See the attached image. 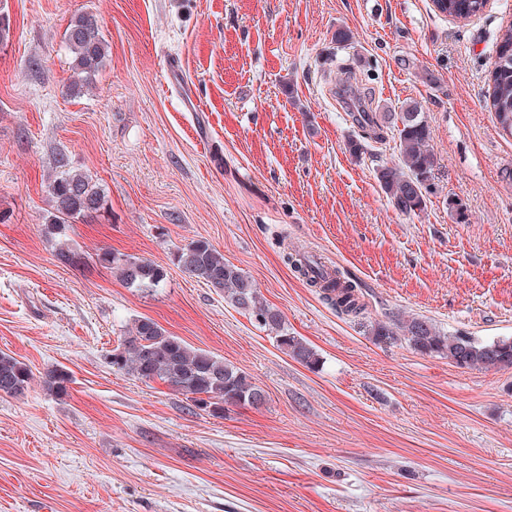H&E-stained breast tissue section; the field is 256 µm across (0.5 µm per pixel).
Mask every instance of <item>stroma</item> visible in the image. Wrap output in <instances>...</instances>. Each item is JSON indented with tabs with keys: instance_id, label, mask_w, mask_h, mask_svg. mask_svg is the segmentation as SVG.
Returning <instances> with one entry per match:
<instances>
[{
	"instance_id": "obj_1",
	"label": "stroma",
	"mask_w": 512,
	"mask_h": 512,
	"mask_svg": "<svg viewBox=\"0 0 512 512\" xmlns=\"http://www.w3.org/2000/svg\"><path fill=\"white\" fill-rule=\"evenodd\" d=\"M6 5L0 352L34 379L0 397V512H512V369L370 336L414 314L512 337V137L487 108L512 0L466 20L432 0ZM82 13L108 53L91 92L72 96L63 34ZM341 67L372 111L421 105L440 160L425 212L402 214L376 179L399 161L396 134L350 155L361 130L335 95ZM59 153L106 194L61 233L46 222ZM199 238L252 277L317 366L175 265ZM63 245L83 263L59 264ZM104 249L163 267V287H127ZM295 251L356 283L364 313H336L287 264ZM141 317L245 372L265 404L216 416L117 370ZM55 366L72 375L62 398L40 382Z\"/></svg>"
}]
</instances>
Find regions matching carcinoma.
Returning <instances> with one entry per match:
<instances>
[{
	"instance_id": "1",
	"label": "carcinoma",
	"mask_w": 512,
	"mask_h": 512,
	"mask_svg": "<svg viewBox=\"0 0 512 512\" xmlns=\"http://www.w3.org/2000/svg\"><path fill=\"white\" fill-rule=\"evenodd\" d=\"M487 0H446L442 13L467 19L480 13ZM64 39L73 54L75 68L85 74L83 82L68 86L72 95L91 87L92 76L107 53V44L95 18L81 14L70 21ZM336 87L349 93L359 113L356 121L368 138L385 139L384 130L397 129L400 161L376 170L381 189L394 206L405 215H418L427 208L434 193V181L440 162L431 141V127L418 105L402 112H371L352 89L350 77L341 76ZM489 102L496 124L503 134L512 136V26L500 36L496 62L489 74ZM47 189L53 212L49 223L72 224L88 217L105 203L103 189L84 171L70 166L66 155L53 158ZM57 261L77 267L82 256L67 246L56 252ZM101 264L119 271L130 288L152 291L161 286L166 273L158 265L132 255L105 250L98 255ZM177 265L189 275L224 294V300L256 320L262 327L277 331L276 341L296 361L314 367L317 352L298 336L288 334L282 311L263 302L254 280L224 261V255L208 240L196 239L177 249ZM288 263L307 284L319 289L324 300L338 313L358 316L364 311L356 288L345 281L337 269L300 253L287 256ZM370 334L377 345L406 343L415 351L429 356H444L459 368L502 370L512 368V337L482 341L465 333L445 334L431 319L423 316L394 315L371 326ZM112 365L144 381H160L186 395L193 403L207 402L203 410L213 415L224 413V405L259 406L263 391L240 369L211 353L193 348L167 334L155 321L142 318L134 322L128 336L121 340ZM33 380L31 369L15 357L0 353V396L24 393ZM71 373L52 367L43 376L44 389L56 396L68 395Z\"/></svg>"
}]
</instances>
